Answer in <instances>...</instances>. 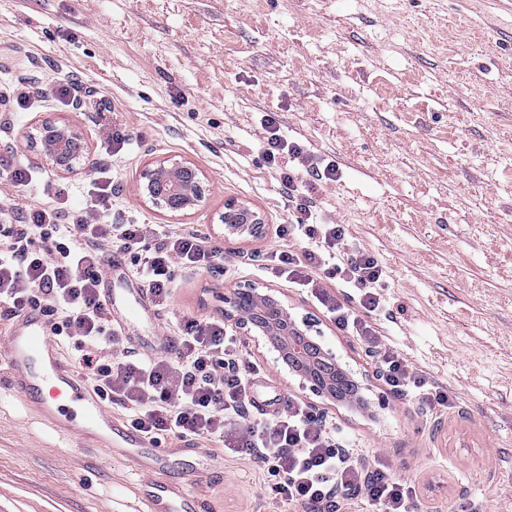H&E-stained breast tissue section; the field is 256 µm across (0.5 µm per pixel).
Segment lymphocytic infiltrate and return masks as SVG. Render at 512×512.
<instances>
[{"mask_svg": "<svg viewBox=\"0 0 512 512\" xmlns=\"http://www.w3.org/2000/svg\"><path fill=\"white\" fill-rule=\"evenodd\" d=\"M262 121L265 159L284 187L296 182L295 171L282 163L286 157L303 162L315 181L335 180L334 164L283 138L275 113ZM43 193L46 203L26 223L0 225V308L9 316L30 309L54 316L56 339L79 352L89 385L106 404L121 407L131 427L157 443L204 439L218 452L260 461L278 479L277 496L302 512H342L351 493L361 495L368 512H414L413 486L384 464L365 466L352 439L314 418L306 403H289L273 423L248 422L249 377L260 366L241 362V339L223 320L185 319L172 355L152 358L132 352L113 327L101 288L110 248L136 256L134 273L158 306L170 299L174 267L215 268L224 260L222 248L159 224L110 223L108 184H91L92 209L81 214L71 207L68 188L47 184ZM280 233L302 246L275 254L277 273L375 352L390 389L419 398L430 410L453 409L452 395L431 385L382 334L383 303L375 288L385 270L378 258L349 241L343 225L321 222L306 197L296 201ZM340 288L357 290L356 305L339 300Z\"/></svg>", "mask_w": 512, "mask_h": 512, "instance_id": "lymphocytic-infiltrate-1", "label": "lymphocytic infiltrate"}]
</instances>
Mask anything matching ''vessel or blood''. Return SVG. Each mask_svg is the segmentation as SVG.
<instances>
[{"instance_id": "b4317fda", "label": "vessel or blood", "mask_w": 512, "mask_h": 512, "mask_svg": "<svg viewBox=\"0 0 512 512\" xmlns=\"http://www.w3.org/2000/svg\"><path fill=\"white\" fill-rule=\"evenodd\" d=\"M103 295L120 324L144 323L148 306L143 289L108 288ZM0 358L7 365L10 389L57 432L109 454L151 447L148 437L115 420L99 395L74 373L42 314L28 311L12 319ZM140 498L143 512L195 510L193 497L167 483L149 484Z\"/></svg>"}]
</instances>
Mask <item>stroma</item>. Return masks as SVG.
I'll list each match as a JSON object with an SVG mask.
<instances>
[{
  "label": "stroma",
  "instance_id": "35a3bbf8",
  "mask_svg": "<svg viewBox=\"0 0 512 512\" xmlns=\"http://www.w3.org/2000/svg\"><path fill=\"white\" fill-rule=\"evenodd\" d=\"M71 80L87 107L59 98ZM35 92L16 101L14 83ZM336 165L314 189L320 216L374 254L389 343L455 407L427 412L390 392L356 337L305 291L272 277L287 249L288 195L260 147L266 113ZM48 115L79 130L90 164L63 174L32 139ZM116 128L120 151L103 139ZM196 164L205 203L183 216L139 192L151 162ZM29 171L28 184L11 180ZM115 187L112 221L193 231L224 249V272L182 270L172 297L128 338L173 336L183 316L220 317L245 284L281 292L368 386L372 412H321L365 457L416 491L418 512H512V0H0V225L44 201L42 186ZM260 212L263 238L228 241L227 200ZM252 422L311 402L272 349L244 342ZM142 476L58 434L0 382V512H141ZM200 512H295L258 464L225 457L186 482Z\"/></svg>",
  "mask_w": 512,
  "mask_h": 512
}]
</instances>
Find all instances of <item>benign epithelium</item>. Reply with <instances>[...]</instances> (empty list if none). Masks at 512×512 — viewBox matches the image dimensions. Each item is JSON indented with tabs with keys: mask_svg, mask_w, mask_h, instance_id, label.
<instances>
[{
	"mask_svg": "<svg viewBox=\"0 0 512 512\" xmlns=\"http://www.w3.org/2000/svg\"><path fill=\"white\" fill-rule=\"evenodd\" d=\"M37 139L41 154L59 172L73 174L88 161L82 134L52 116L42 120ZM139 190L154 207L184 214L201 206L209 185L195 164L166 159L143 169ZM219 220L227 239L255 237L264 226L258 212L234 200L224 203ZM224 322L253 337L257 344L274 349L299 388L310 390L320 404L369 408L368 398L361 394L365 386L320 343L322 331L315 320L297 318L276 289L259 284L232 289L224 296Z\"/></svg>",
	"mask_w": 512,
	"mask_h": 512,
	"instance_id": "benign-epithelium-1",
	"label": "benign epithelium"
}]
</instances>
